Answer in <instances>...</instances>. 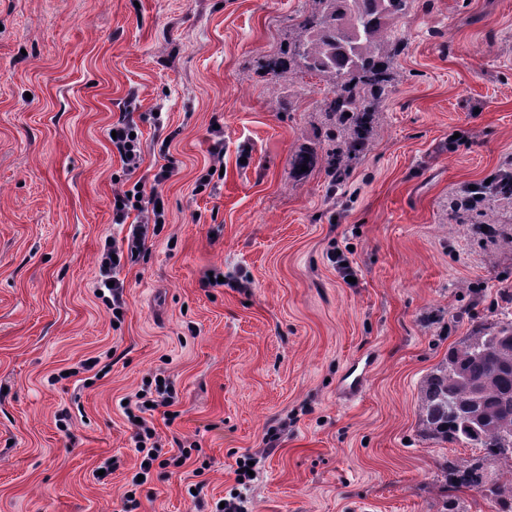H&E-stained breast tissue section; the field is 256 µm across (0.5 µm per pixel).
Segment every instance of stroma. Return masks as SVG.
Returning <instances> with one entry per match:
<instances>
[{
  "label": "stroma",
  "mask_w": 512,
  "mask_h": 512,
  "mask_svg": "<svg viewBox=\"0 0 512 512\" xmlns=\"http://www.w3.org/2000/svg\"><path fill=\"white\" fill-rule=\"evenodd\" d=\"M308 6L0 0V512H496L444 489V460L485 452L423 437L418 404L450 346L512 311V247L448 207L512 171V0H414L371 143L334 194L330 85L263 71ZM123 112L140 174L171 176L116 319L96 282L127 232L108 139ZM219 134L224 177L196 191ZM305 147L319 160L297 179ZM158 375L178 417L155 411L161 463L137 486L121 401Z\"/></svg>",
  "instance_id": "obj_1"
}]
</instances>
